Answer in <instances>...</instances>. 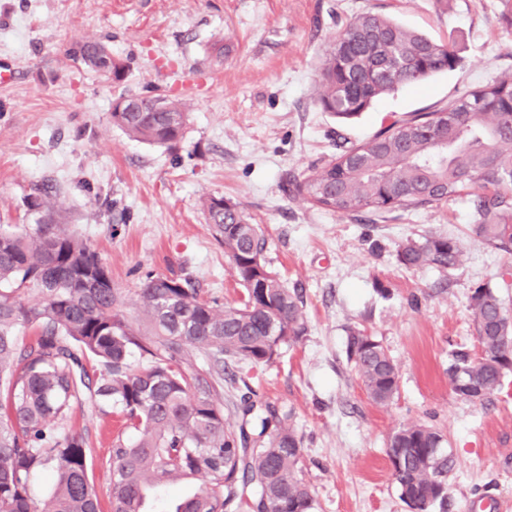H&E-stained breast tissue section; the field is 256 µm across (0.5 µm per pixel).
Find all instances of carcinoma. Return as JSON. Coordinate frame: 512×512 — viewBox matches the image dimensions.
<instances>
[{
    "label": "carcinoma",
    "instance_id": "1",
    "mask_svg": "<svg viewBox=\"0 0 512 512\" xmlns=\"http://www.w3.org/2000/svg\"><path fill=\"white\" fill-rule=\"evenodd\" d=\"M68 54L100 77L120 82L128 65L100 41H75ZM451 45L392 19L363 13L346 22L318 70L317 105L352 119L377 98L454 70ZM112 123L131 136L173 147L184 136L186 104L165 94L121 95ZM296 190L317 208L372 222L395 213L467 199L473 233L512 247V75L492 79L448 106L417 112L342 150L311 170ZM29 207L42 214L24 233L0 230V512H100L86 463V438L68 425L87 400L120 415L135 438L112 442L111 512H151L157 491L189 480L196 490L165 512H314L313 490L300 477L302 440L290 415L267 405L252 427L224 418V366L271 362L307 327L296 292L270 271L265 238L239 205L204 202L215 239L243 287L239 306L206 300L190 277L147 273L127 316L125 296L99 254L58 228L43 189ZM459 241L428 235L398 250L407 268L458 269ZM480 353H448V379L460 398L483 403L512 373V318L499 296L479 286L470 304ZM34 339L20 344L21 329ZM143 360L131 362L133 352ZM347 362L369 398L385 406L400 376L382 344L361 330L346 339ZM386 455L400 499L411 512H444L456 467L440 431L400 427ZM48 470L50 497L37 505L29 478Z\"/></svg>",
    "mask_w": 512,
    "mask_h": 512
}]
</instances>
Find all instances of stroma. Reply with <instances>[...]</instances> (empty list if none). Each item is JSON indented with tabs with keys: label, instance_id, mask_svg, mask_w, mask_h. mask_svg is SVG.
<instances>
[{
	"label": "stroma",
	"instance_id": "obj_1",
	"mask_svg": "<svg viewBox=\"0 0 512 512\" xmlns=\"http://www.w3.org/2000/svg\"><path fill=\"white\" fill-rule=\"evenodd\" d=\"M372 12L452 45V71L378 99L340 122L316 104V67L352 16ZM503 0H0V228L34 226L28 203L51 188L53 217L95 249L135 316L148 270L190 275L207 299L236 306L244 291L208 224L202 200L239 203L264 230L269 269L303 301L307 332L266 364H230L224 405L241 424L240 396L291 414L315 512H410L385 454L388 436L422 423L457 460L447 512L473 503L512 507V374L490 401L459 398L448 353L477 349L475 288L512 312V253L471 233L467 201L413 209L374 224L328 213L294 195L312 166L371 138L393 118L432 111L512 75V23ZM108 44L129 69L105 81L72 61V42ZM233 50L215 59L216 41ZM166 94L189 104L175 147L131 138L111 118L119 95ZM456 238L461 266L408 269L401 243ZM375 336L400 372L398 395L374 403L345 355L346 338ZM72 423L88 442L87 471L110 512L111 448L125 428L90 404Z\"/></svg>",
	"mask_w": 512,
	"mask_h": 512
}]
</instances>
